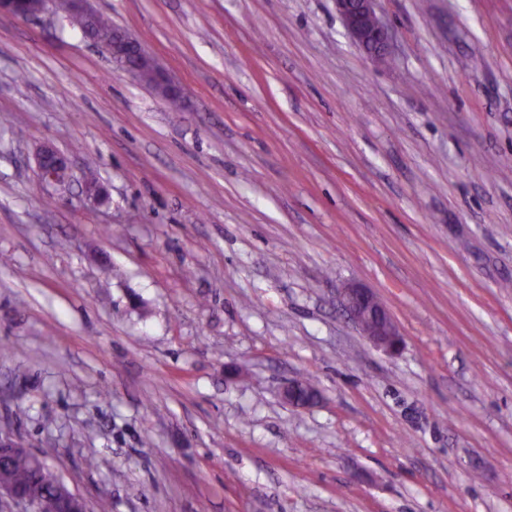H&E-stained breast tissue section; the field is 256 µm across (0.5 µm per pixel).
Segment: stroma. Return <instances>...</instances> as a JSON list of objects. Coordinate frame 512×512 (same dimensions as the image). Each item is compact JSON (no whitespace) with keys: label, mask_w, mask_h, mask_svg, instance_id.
<instances>
[{"label":"stroma","mask_w":512,"mask_h":512,"mask_svg":"<svg viewBox=\"0 0 512 512\" xmlns=\"http://www.w3.org/2000/svg\"><path fill=\"white\" fill-rule=\"evenodd\" d=\"M90 5L186 100L0 15V433L89 512H512V0ZM354 44L371 58L382 60L389 47L391 31L378 16L376 0H335ZM37 177L41 182L59 187L68 183L70 168L66 158L52 147H43L36 161ZM339 303L364 336L377 347L394 353L402 338L386 306L370 288L349 283L339 292Z\"/></svg>","instance_id":"1"}]
</instances>
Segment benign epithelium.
<instances>
[{
  "label": "benign epithelium",
  "mask_w": 512,
  "mask_h": 512,
  "mask_svg": "<svg viewBox=\"0 0 512 512\" xmlns=\"http://www.w3.org/2000/svg\"><path fill=\"white\" fill-rule=\"evenodd\" d=\"M50 4L51 0H0V13L31 19L46 12ZM336 7L354 44L370 57L383 59L391 31L377 14L376 0H336ZM102 47L112 55V62L118 69L149 85L163 98L169 100L183 96L182 87L126 30L114 31L112 43H104ZM36 167L37 177L45 184L60 187L69 180L70 168L66 158L49 146L39 151ZM339 303L375 346L390 353L399 350L402 344L399 330L373 290L349 283L340 290ZM3 495L20 507L19 512H36L27 488L0 481V497ZM55 503L57 512H87L84 501L61 482L56 485Z\"/></svg>",
  "instance_id": "7a95c632"
}]
</instances>
